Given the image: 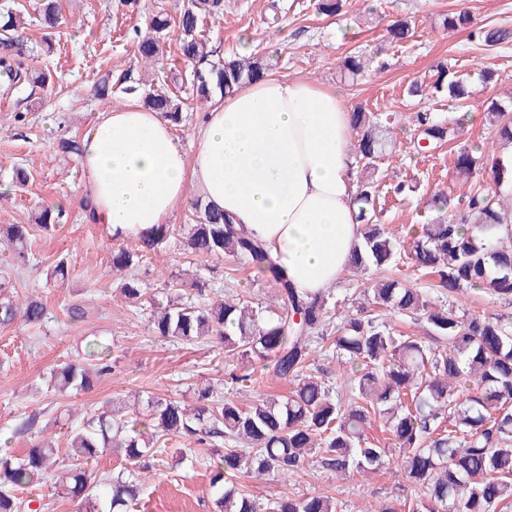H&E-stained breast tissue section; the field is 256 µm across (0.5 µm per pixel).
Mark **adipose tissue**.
I'll use <instances>...</instances> for the list:
<instances>
[{"mask_svg": "<svg viewBox=\"0 0 512 512\" xmlns=\"http://www.w3.org/2000/svg\"><path fill=\"white\" fill-rule=\"evenodd\" d=\"M352 134L338 88L275 71L212 106L190 157L168 120L129 102L82 136L89 219L123 243L166 223L192 187L261 239L301 295H321L360 238Z\"/></svg>", "mask_w": 512, "mask_h": 512, "instance_id": "adipose-tissue-1", "label": "adipose tissue"}]
</instances>
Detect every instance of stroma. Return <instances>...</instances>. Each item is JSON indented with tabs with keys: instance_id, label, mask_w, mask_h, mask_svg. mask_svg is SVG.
Masks as SVG:
<instances>
[{
	"instance_id": "1",
	"label": "stroma",
	"mask_w": 512,
	"mask_h": 512,
	"mask_svg": "<svg viewBox=\"0 0 512 512\" xmlns=\"http://www.w3.org/2000/svg\"><path fill=\"white\" fill-rule=\"evenodd\" d=\"M278 2L283 19L268 22L270 2ZM26 38L21 47L26 64L50 73L46 87L25 83L0 93V224H30L35 210L63 209V223L55 230L34 228L28 242V261L19 264L10 253L0 254V272L8 273L17 296H35L46 304L49 317L43 325L15 323L0 327V448L21 457L40 438H51L60 464H70L69 439L85 414L105 408L115 398L134 394L147 397L191 399L202 384L217 386L225 400L246 404L261 394H284L287 382L273 376L272 368L258 361L227 355L215 341L182 345L152 333L149 316L155 304L166 303L170 283L182 270H190L205 282L208 292L240 294L263 307L274 306L277 291L271 280L253 270L235 267L225 259L189 261L180 235H173L141 263L147 271V290L140 305L119 303L109 262L113 241L102 225L92 223L81 207L85 183L80 162L57 149L60 138L81 139L98 112L127 103L128 95L114 92L101 100L91 87L106 73L127 76L129 82L163 86L170 74L169 56L151 68L140 65L134 54L139 32L159 9L177 12L184 0H59L62 24L53 37H45L37 20L38 0H23ZM316 0H224V14L203 21V30L215 59L243 52L266 56L270 69L291 77H307L336 85L347 108L373 112H397L400 128L394 129L395 151L379 162L378 174L389 188L380 201V222L400 238L410 240L430 214L432 199L440 193L459 197L467 184L453 170V158L462 148L482 150L485 162L512 166V149L492 144L486 113L488 101L512 102V43L487 47L471 40L467 32L447 34L444 16L468 11L478 26L512 28V0H348L342 15L327 17L315 9ZM408 19L413 27L407 42L392 44L386 30L394 20ZM348 25L337 37L339 25ZM250 32L254 41L243 47L241 36ZM359 52L381 63L378 71L346 78L342 63ZM447 62L468 78L472 96L468 118L452 141L424 155L413 153L417 130L413 116L429 112L447 116L446 96L419 100L409 97L414 81L432 82L437 62ZM490 70L494 78L482 83L479 74ZM30 171L23 186L12 183L14 168ZM409 185L407 195L391 193L397 183ZM67 257L68 281L48 279L57 259ZM374 270L345 272L331 289L329 303L338 312L354 313L364 303L360 285L376 278ZM81 301L84 321L69 323L63 309ZM96 340L111 350L112 372L78 394L59 393L49 384L53 369L83 362L88 341ZM249 374L252 381L241 387L227 383L228 373ZM35 418L32 430L22 421ZM210 448L181 439L170 441L162 470L144 489L130 512H214L209 488ZM260 507L279 498L328 495L338 501V512H357L401 495L402 479L391 468L368 477L336 479L319 458H310L304 473L285 480L256 481L246 474L236 477Z\"/></svg>"
}]
</instances>
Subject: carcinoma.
<instances>
[{
	"instance_id": "1",
	"label": "carcinoma",
	"mask_w": 512,
	"mask_h": 512,
	"mask_svg": "<svg viewBox=\"0 0 512 512\" xmlns=\"http://www.w3.org/2000/svg\"><path fill=\"white\" fill-rule=\"evenodd\" d=\"M346 0H317L326 16L340 14ZM42 26L53 34L61 25L58 0H40ZM224 12V0H186L172 15L163 10L147 19L148 32L135 45L137 58L146 65L164 54L170 31L176 32V54L192 66L189 98L209 102L216 93H232L243 82L259 78L268 68L266 58L253 53L224 60L211 59L202 19ZM465 12L450 15L443 26L450 33L468 28ZM25 13L16 0H0V73L13 86L26 81L43 87L50 74L23 67L17 59ZM404 20L388 28L390 42L409 37ZM480 43L493 47L512 42L509 28L470 32ZM371 59L356 53L343 61L344 72L354 78L369 70ZM432 84L415 82L412 97L425 99L445 93L454 106L464 105L471 91L463 78L448 67L436 69ZM127 94L142 93L144 104L173 124L182 121L185 99L164 89L122 87ZM492 134L512 145V113L499 101L487 103ZM420 135L414 139L419 153L430 151L454 134L460 118L435 119L416 115ZM400 121L396 113L368 112L358 106L352 122L358 136L357 157L362 164L356 180L360 240L349 270H388L404 265L432 276L428 288H414L398 277L382 276L363 289L366 306L340 318L333 353L347 368L343 388L334 389L310 369L312 333L331 319L328 298H304L282 279L263 244L236 228L229 217L195 200V223L179 228L158 224L138 238L135 249L118 246L111 255L118 277L119 295L130 303L144 295V281L135 270L142 251L153 250L183 232L189 254L226 258L243 263L274 281L277 305L265 313L243 296L222 294L196 302L180 283L176 299L151 315L152 331L164 338L194 344L216 339L224 352L269 360L276 378L292 384L284 396L262 397L247 405L217 399L214 388L200 386L195 402L151 399L145 419L129 413L127 401L115 399L90 416L70 439L71 459L59 487L68 498H88L91 463L114 449L121 451L124 467L104 478L106 510L128 512L151 472L175 437L202 446L224 447L212 459L210 488L216 512H260V506L239 491L235 473L255 478H287L305 470L308 457L317 455L324 468L338 473H369L390 461L404 479L402 497L362 512H497L512 506V317L502 314L467 316L459 313L452 297L471 288L512 300V212L501 205V187L512 180V169L495 164L485 170L473 151L460 150L453 161L458 176L475 187L454 203L440 198L434 214L422 225V235L409 245L379 224L381 195L378 161L388 145L386 135ZM63 213L48 208L32 216L45 231L61 224ZM31 224V225H33ZM29 224H0V248L10 250L18 263L28 261ZM9 278H0V327L16 322L40 326L46 319L42 299L19 302ZM450 301L445 302L443 298ZM421 317L423 336L393 331L384 315ZM86 366L66 364L52 374L60 391L81 392L93 380L112 371L107 348L91 343ZM388 434L390 447L381 448L366 437L372 424ZM55 454L54 443L42 439L25 458L0 457V512H24L30 502L17 496L21 489L42 478ZM269 512H337L334 498L312 495L280 498Z\"/></svg>"
}]
</instances>
